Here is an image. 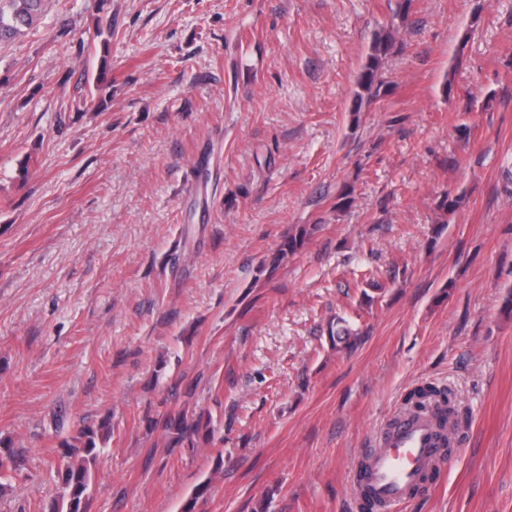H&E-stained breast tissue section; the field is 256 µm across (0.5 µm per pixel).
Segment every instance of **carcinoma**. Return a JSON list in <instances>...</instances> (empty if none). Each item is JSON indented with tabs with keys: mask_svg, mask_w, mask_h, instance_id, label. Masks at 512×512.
Listing matches in <instances>:
<instances>
[{
	"mask_svg": "<svg viewBox=\"0 0 512 512\" xmlns=\"http://www.w3.org/2000/svg\"><path fill=\"white\" fill-rule=\"evenodd\" d=\"M40 3L41 0H0V39L17 36L23 29L30 27L36 19ZM393 45L392 30L384 29L374 34L357 78L353 112L361 111L362 107L373 103L383 92V83L378 79V72ZM307 235L308 230L303 227L289 235L280 248L278 260L294 254L304 244ZM330 338L334 345L342 349L353 348L359 340L358 334L342 318L336 321V328L330 330ZM406 405L416 411L432 410L446 421L458 416L457 403L451 390L440 389L431 384H425L410 392ZM164 429L172 435V441L176 443L186 441L192 444L201 441L211 444L215 435L213 418L209 414L189 417L179 412L165 421ZM111 434V422L105 419L95 427L78 430L60 443L57 477L59 498L61 504L66 506V512H88L93 471L101 456L97 440H105ZM20 470L19 453L12 446L0 441V479L13 478Z\"/></svg>",
	"mask_w": 512,
	"mask_h": 512,
	"instance_id": "cac0c4a2",
	"label": "carcinoma"
}]
</instances>
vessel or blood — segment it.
<instances>
[{"label":"vessel or blood","mask_w":512,"mask_h":512,"mask_svg":"<svg viewBox=\"0 0 512 512\" xmlns=\"http://www.w3.org/2000/svg\"><path fill=\"white\" fill-rule=\"evenodd\" d=\"M371 443L354 488L384 512H400L419 489L424 472L445 469L455 456L452 437L426 414L397 416Z\"/></svg>","instance_id":"1"}]
</instances>
